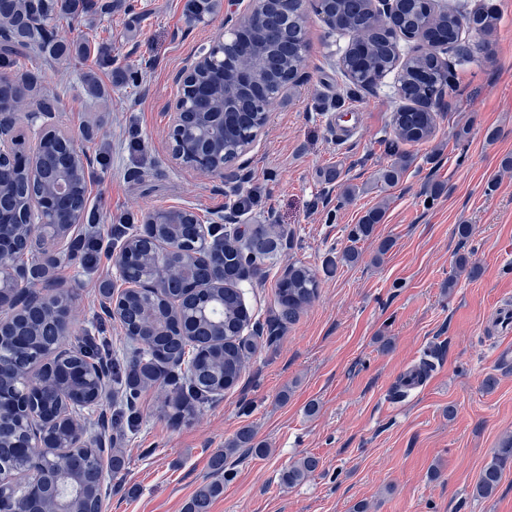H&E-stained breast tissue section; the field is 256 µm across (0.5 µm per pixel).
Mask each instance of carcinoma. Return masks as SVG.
Segmentation results:
<instances>
[{
	"mask_svg": "<svg viewBox=\"0 0 512 512\" xmlns=\"http://www.w3.org/2000/svg\"><path fill=\"white\" fill-rule=\"evenodd\" d=\"M118 2L120 0H102L100 3L97 0H0V69L13 70L12 77L0 79V112L13 111L15 104L38 86L39 74L17 65V50L25 49L45 60L84 59L96 54L103 61L106 54L98 44L87 38L73 44L59 43L53 30L63 19L78 23L90 13H110ZM316 11L333 19L329 23L331 29L356 33L367 41L368 50L362 61L348 56L341 63L343 68L353 71L355 87L372 88L394 70L399 60V48L386 36L372 0H317ZM462 15L460 9L451 6L434 15L427 0H403L398 6L396 22L416 37L429 42L444 37L452 45ZM469 17L471 30L480 35L488 36L497 28L498 16L492 12L474 11ZM306 23L307 15L303 9L296 10L291 4L285 6L275 2L270 4L263 24L246 32L254 47V86L241 88L244 96L258 103L260 96L253 92V88L281 90L295 80L308 49ZM209 57L210 64L195 71L193 83L182 86L179 111L186 113L189 122L193 121L192 113L210 109L200 102V89H209L214 105L218 106L224 102L225 85L235 83L234 75L224 73L221 45H216ZM449 77L448 65L434 54H418L404 64L400 73L401 92L410 105L393 113L395 140L390 142L389 149L398 155V161L382 172L384 182L398 181L408 166L407 156L400 152L399 145L417 143L432 134L435 125L432 105L439 101L443 88L449 85ZM242 143L241 129L228 126L220 130L213 138L208 163L228 165L234 162ZM69 148L68 141L60 138L56 131L45 132L35 149L44 179L36 184L27 168L29 154L20 145H13V159L3 164L5 172L0 183V196L6 203L3 220L12 221L16 215L28 211L31 198L38 193L49 194L60 178L71 182L73 203L87 208V167L83 159L68 154ZM151 218L159 222L157 235L162 240L181 231L159 211L151 214ZM381 218V210L369 211L362 223L354 226L352 236H370ZM216 242L223 253L224 287L207 289L206 308H198L196 302L182 299L179 288L169 289L164 297L153 302L139 293H125L120 322L133 343L131 359L111 357L110 345L102 336V323L98 322L94 331H84L71 354L53 361L50 372L56 389L42 394L33 405L42 408L43 414L53 416L66 402L79 401L97 391L98 384L79 382L75 374L103 360L107 361L106 383L125 391L126 401L130 402L138 391L161 380L160 364L154 355L156 350L166 354L172 369L177 375L184 376L189 390L186 395L180 394L173 404H164V410L171 407L180 416L190 415L195 403L209 400L212 392L234 387L254 349L252 336L244 335L252 316L235 284L241 275L255 270L272 254L275 239L266 225L252 224L244 229L237 226L224 229ZM36 258L52 264L54 249L36 242L17 252L14 262L25 266ZM318 288L319 282L308 267L295 265L288 268V278L281 280L278 288L280 312L269 326V336H275L282 323L296 321L317 296ZM57 328L58 323L45 315L23 311L11 331L31 333L29 344L18 345L11 336L0 338V342L9 347L6 356L12 360L13 367L29 365L32 345L44 350L52 348ZM138 423V412L124 405L112 413V424L117 427L124 425L132 431ZM71 430L72 426L67 422L53 426L49 435L54 446L64 445ZM23 438V429L16 420H0L1 472L17 473L25 467L16 448ZM253 440L250 430H241L230 447L212 457L213 472L219 476L224 474L226 458L240 448L248 447L261 455L267 451ZM63 460L61 466L56 464L54 457L46 460L34 491L23 499L24 512H44L49 501L57 503L62 512H100L106 487L101 449L73 448ZM510 463L512 445L499 449L484 467L475 487L476 494L488 497L494 493ZM317 467L315 457L303 456L282 472L281 482L288 486L300 484ZM223 490L224 482L218 478L201 484L188 503L187 512H209L212 500Z\"/></svg>",
	"mask_w": 512,
	"mask_h": 512,
	"instance_id": "obj_1",
	"label": "carcinoma"
}]
</instances>
